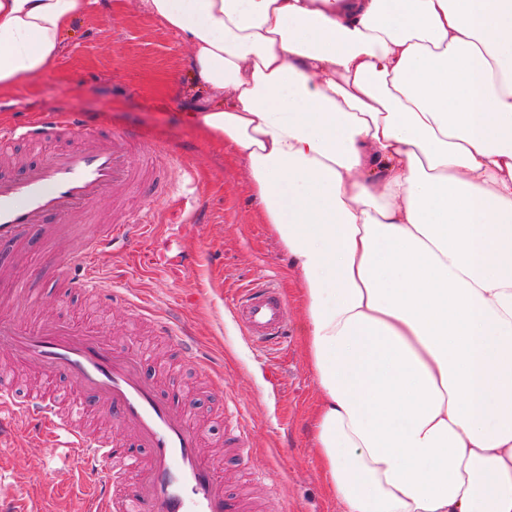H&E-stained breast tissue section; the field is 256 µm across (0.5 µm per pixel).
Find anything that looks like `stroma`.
<instances>
[{
  "label": "stroma",
  "mask_w": 512,
  "mask_h": 512,
  "mask_svg": "<svg viewBox=\"0 0 512 512\" xmlns=\"http://www.w3.org/2000/svg\"><path fill=\"white\" fill-rule=\"evenodd\" d=\"M186 41L165 31L136 0H94L87 16L65 32L52 71L0 96V126L35 118L48 107L82 112L93 125L110 127L163 144L159 154L183 207L200 206V223L177 221L169 202L146 204L153 235L132 249L158 253L162 264L129 271L121 259L112 268L134 298L155 309H179L200 345L224 373L216 395L209 370L182 361L149 336L119 306L102 311L89 296L44 298L39 311L68 320H88L143 347L146 363L163 383L190 400L207 424L210 453L223 459L224 428L241 423L249 437L245 465L225 471L232 490L259 501V512H342L317 463L312 411L315 375L303 336V313L291 261L264 224L243 163L187 124L189 109L204 105L206 89L186 67ZM193 261L174 281L165 269ZM275 283L288 303V344L279 351L252 349L233 319L236 293L256 279ZM51 439H31L23 429L0 438V507L7 512H85L86 494L73 465L52 451ZM54 471L59 487L46 492L33 477Z\"/></svg>",
  "instance_id": "1"
}]
</instances>
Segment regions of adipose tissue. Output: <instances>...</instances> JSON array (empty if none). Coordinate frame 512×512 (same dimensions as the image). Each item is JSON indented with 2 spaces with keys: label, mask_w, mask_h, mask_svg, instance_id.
Returning a JSON list of instances; mask_svg holds the SVG:
<instances>
[{
  "label": "adipose tissue",
  "mask_w": 512,
  "mask_h": 512,
  "mask_svg": "<svg viewBox=\"0 0 512 512\" xmlns=\"http://www.w3.org/2000/svg\"><path fill=\"white\" fill-rule=\"evenodd\" d=\"M90 0H0V94ZM292 257L343 512H512V0H139Z\"/></svg>",
  "instance_id": "adipose-tissue-1"
}]
</instances>
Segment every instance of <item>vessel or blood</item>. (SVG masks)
I'll return each mask as SVG.
<instances>
[{"instance_id":"vessel-or-blood-1","label":"vessel or blood","mask_w":512,"mask_h":512,"mask_svg":"<svg viewBox=\"0 0 512 512\" xmlns=\"http://www.w3.org/2000/svg\"><path fill=\"white\" fill-rule=\"evenodd\" d=\"M17 142L43 148V160L13 159ZM166 192V175L154 171L147 151L126 132L87 127L82 113L55 109L0 128V366L65 378L78 391L66 414L53 394L20 395L1 376L0 429L21 425L36 437L53 435L62 456L72 457L82 472L89 512H246L206 456V431L191 404L145 369L140 349L94 325L49 315L32 319L37 298L13 277L15 265L3 255L41 232L53 264L44 292L83 294L107 307L122 302L133 318L149 322L153 335L207 364L178 314L153 313L147 301L101 285L106 260L144 228L145 211L128 209L111 219L99 201ZM233 305L252 345L270 350L283 344L288 308L278 287L255 281Z\"/></svg>"}]
</instances>
